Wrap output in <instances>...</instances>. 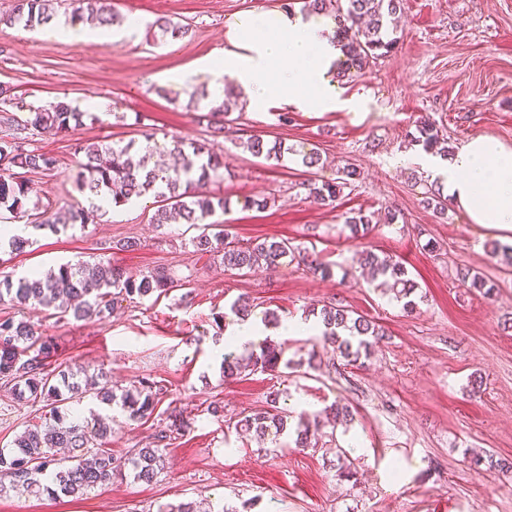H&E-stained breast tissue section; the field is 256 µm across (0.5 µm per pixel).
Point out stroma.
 I'll return each mask as SVG.
<instances>
[{
	"label": "stroma",
	"instance_id": "35a3bbf8",
	"mask_svg": "<svg viewBox=\"0 0 512 512\" xmlns=\"http://www.w3.org/2000/svg\"><path fill=\"white\" fill-rule=\"evenodd\" d=\"M288 2L112 0L138 29L111 40L62 38L56 26L69 20L68 0H55L53 23L0 25V83L35 107L58 100L95 106V122L77 133L32 135V147L57 159L54 171L28 175L32 205H85L72 180L76 139L140 147L151 139L162 148L175 135L223 153L224 167L207 189L226 199L223 219L237 239L285 238L332 268L324 277L287 258L273 269L225 270L220 253L195 251V228L152 224L159 202L151 194L93 224L28 230L24 251L0 247V278L102 258L137 276L171 272L176 285L166 295L123 303L101 319L1 307L0 317L45 330L54 343L51 364L90 375L105 368L116 387L144 376L165 385L153 414L137 422L89 397L76 404L83 418L113 419L114 456L152 442L171 413L192 420L171 440L152 482L114 479L76 499L2 495L0 512H157L188 501L230 512H512V469L474 462L489 455L512 462V267L490 252L495 242L511 247L512 234L470 223L453 203L443 215L427 206L425 195L438 184L420 163L421 147L410 143L427 116L449 147L476 134L512 146V0H403L396 48L342 82L346 95L367 100L359 116L246 107L221 126L207 117L210 100L188 107L190 93L208 86L196 70L227 47L229 23L247 12L276 14ZM160 17L185 26L186 35L154 38L148 25ZM256 134L317 149L320 161L308 169L288 155L279 162L254 157L242 143ZM348 164L360 177L336 203L309 197L305 180L336 181ZM257 197L268 198L265 210L247 208ZM391 209L399 214L393 224L386 221ZM359 210L374 221L355 240L344 218ZM125 240L134 249H117ZM369 245L404 263L424 297L416 311L404 312L371 282L360 263ZM467 270L495 283V292L463 283ZM242 296L255 303L257 318L270 309L302 320L332 303L376 321L385 335L355 366L319 334L291 336L280 341L291 368L227 380L226 329L217 319ZM310 359L315 367H307ZM474 375L481 386L471 385ZM273 391L292 414L319 415L318 447H296L291 427L274 440L236 429L237 420L266 408ZM214 401L223 417L208 413ZM337 401L352 407L350 425L325 415ZM45 413L42 404L14 399L0 380V448ZM340 448L354 461L349 482L336 475ZM396 463L407 470L403 479L393 477Z\"/></svg>",
	"mask_w": 512,
	"mask_h": 512
}]
</instances>
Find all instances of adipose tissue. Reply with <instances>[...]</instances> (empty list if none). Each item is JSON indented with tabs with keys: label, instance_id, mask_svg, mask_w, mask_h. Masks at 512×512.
<instances>
[{
	"label": "adipose tissue",
	"instance_id": "adipose-tissue-1",
	"mask_svg": "<svg viewBox=\"0 0 512 512\" xmlns=\"http://www.w3.org/2000/svg\"><path fill=\"white\" fill-rule=\"evenodd\" d=\"M334 27V20L320 13L237 16L228 28L231 49L201 69L212 97L223 98L229 80L258 111L276 104L305 112H366V101L344 96L335 77L341 52ZM425 167L446 184L470 223L512 231L511 146L478 134L448 156L429 157Z\"/></svg>",
	"mask_w": 512,
	"mask_h": 512
}]
</instances>
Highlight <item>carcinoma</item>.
I'll use <instances>...</instances> for the list:
<instances>
[{
    "mask_svg": "<svg viewBox=\"0 0 512 512\" xmlns=\"http://www.w3.org/2000/svg\"><path fill=\"white\" fill-rule=\"evenodd\" d=\"M402 0H303L306 14L323 12L336 23L335 37L345 60L340 62L336 77H352L375 63L379 57L391 52L399 42L395 17L401 12ZM72 20L84 15L95 18L106 27L120 22V16L110 8V0H71ZM53 0H17L11 13L0 16V22L21 23L29 29L46 25L52 20ZM162 35L177 38L187 29L169 19H158L151 24ZM238 107L233 85L224 81V99L209 111V116L220 122L228 120ZM96 119L88 112H80L65 101L42 108H31L8 85H0V120L13 125V133L0 138V166L17 170V176L0 178V211L4 210L36 230L49 227L93 223L100 218L103 206L100 200L110 198L117 205L129 203L145 194L153 193L162 199L152 216L154 224H168L180 220L184 224H201L203 231L192 239V245L206 251L213 243L222 245L224 268L243 271L259 263L277 266L287 257H295L298 248L286 239L262 241L237 240L224 229V224L210 221L219 211L226 209V201L204 190L210 180L224 168L223 156L203 144L171 137L167 152L180 160L177 167L157 165L146 168L136 158L135 142L124 145L102 141L77 140L75 153L82 155L75 177L76 187L87 198L89 206L29 213L25 208L28 184L27 173L51 172L57 159L47 153L27 148L29 131L73 132L84 125V119ZM411 141L426 152L443 144L435 124L424 120L417 125V135ZM255 157H273L277 160L290 152L280 144L269 145L259 136H251L243 143ZM342 177L336 182L304 184L309 196L324 205H331L343 188L359 176L357 169L346 165ZM372 219L357 212L345 218V225L354 238L367 235ZM362 261L379 281L378 288L402 304L406 312L417 306V284L408 276L400 262L380 257L371 249L361 251ZM462 280L490 295L496 285L490 284L478 273L466 272ZM175 279L164 271H155L139 278L124 275L101 259L93 264L85 261L66 263L45 272L34 271L13 281L0 279V303L25 308L54 309L74 319L103 318L112 313L120 302L161 296L174 287ZM323 330L322 339L331 344L347 364L356 363L372 354L382 339L381 328L362 315L325 305L319 312ZM54 347L49 339L34 326L0 319V376L12 383L14 395L22 400L44 403L49 409L48 420L33 424L13 441L12 447L0 448V493L12 491L23 495H42L51 498L78 497L94 487L112 479L132 476L135 481H152L164 468V452L171 435L189 427L183 413L172 415L167 430L142 448H135L123 458L112 455L107 437L112 425L102 420L81 421L70 414V405L87 395L99 402L120 407L129 421L149 416L166 392L161 382L143 377L137 384L116 393L100 371L94 379L81 380L84 369L70 366L49 368L48 359ZM283 360L282 348L265 340L259 350L224 353V378L230 379L246 371L276 372ZM290 414L279 407V396L270 395V407L236 422L240 429L253 431L259 437L278 435L284 430ZM319 420L310 421L300 416L297 423L296 446H317ZM69 448L73 455L68 462L54 458V449Z\"/></svg>",
    "mask_w": 512,
    "mask_h": 512,
    "instance_id": "1",
    "label": "carcinoma"
}]
</instances>
